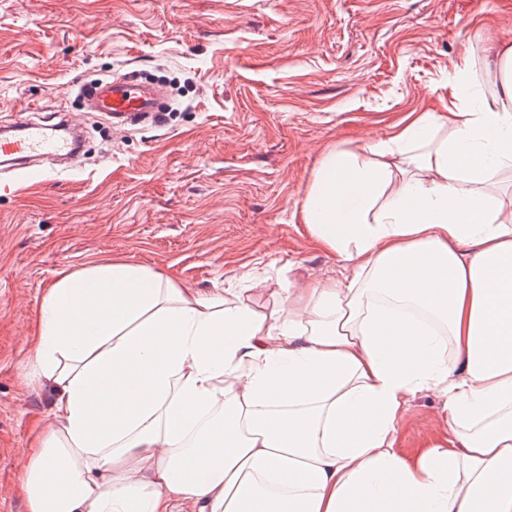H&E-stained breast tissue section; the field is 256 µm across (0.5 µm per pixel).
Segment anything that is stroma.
<instances>
[{
	"label": "stroma",
	"instance_id": "1",
	"mask_svg": "<svg viewBox=\"0 0 512 512\" xmlns=\"http://www.w3.org/2000/svg\"><path fill=\"white\" fill-rule=\"evenodd\" d=\"M512 41V0H0V125L25 104L70 117L87 157L0 176V512H27L18 449L50 392L24 386L26 338L59 271L126 257L206 292L341 278L300 206L320 155L444 111L454 62ZM133 70L173 78L178 109L113 130L78 87ZM410 398L395 448L443 435Z\"/></svg>",
	"mask_w": 512,
	"mask_h": 512
}]
</instances>
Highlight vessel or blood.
<instances>
[{
	"instance_id": "obj_1",
	"label": "vessel or blood",
	"mask_w": 512,
	"mask_h": 512,
	"mask_svg": "<svg viewBox=\"0 0 512 512\" xmlns=\"http://www.w3.org/2000/svg\"><path fill=\"white\" fill-rule=\"evenodd\" d=\"M82 95L91 111L109 118L116 128L142 117H159L161 112V90L125 75L83 85ZM73 150L72 138L59 123L46 125L22 116L0 129V164L5 166L21 168L32 158L65 157Z\"/></svg>"
}]
</instances>
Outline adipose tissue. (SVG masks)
Instances as JSON below:
<instances>
[{"label": "adipose tissue", "instance_id": "ef3b65f1", "mask_svg": "<svg viewBox=\"0 0 512 512\" xmlns=\"http://www.w3.org/2000/svg\"><path fill=\"white\" fill-rule=\"evenodd\" d=\"M461 56L442 112L338 144L301 217L346 276L202 292L129 259L61 272L28 379V512H512V45ZM493 83L475 100L458 87ZM445 434L396 452L410 397Z\"/></svg>", "mask_w": 512, "mask_h": 512}]
</instances>
